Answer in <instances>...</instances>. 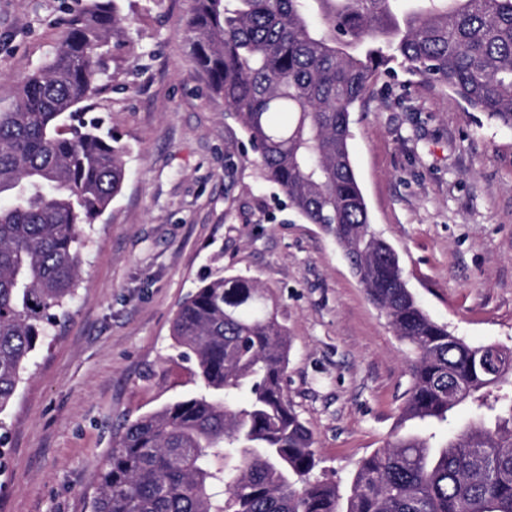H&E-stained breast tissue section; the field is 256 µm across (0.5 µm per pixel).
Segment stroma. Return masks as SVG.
<instances>
[{
  "label": "stroma",
  "mask_w": 512,
  "mask_h": 512,
  "mask_svg": "<svg viewBox=\"0 0 512 512\" xmlns=\"http://www.w3.org/2000/svg\"><path fill=\"white\" fill-rule=\"evenodd\" d=\"M92 117L125 155L92 224L67 315L7 412L0 512H89L93 478L138 415L194 391L171 347L180 302L217 272L269 288L288 327V397L321 480L347 491L410 385L408 351L341 249L261 180L240 126L187 57L190 0H116ZM66 0H0V104L52 55ZM353 169L377 234L436 322L512 350V130L406 69L351 116Z\"/></svg>",
  "instance_id": "1"
}]
</instances>
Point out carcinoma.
I'll list each match as a JSON object with an SVG mask.
<instances>
[{
    "label": "carcinoma",
    "instance_id": "1",
    "mask_svg": "<svg viewBox=\"0 0 512 512\" xmlns=\"http://www.w3.org/2000/svg\"><path fill=\"white\" fill-rule=\"evenodd\" d=\"M53 55L0 108V458L3 418L66 314L121 192L123 148L86 118L115 0H73ZM190 62L246 133L259 178L342 249L411 351L396 431L346 500L311 479L313 433L288 399L291 341L255 279L216 275L183 301L174 347L198 387L128 422L95 475L90 512H512V351L485 366L428 317L376 235L351 161V113L399 63L512 130V0H192ZM468 404L452 435L433 428Z\"/></svg>",
    "mask_w": 512,
    "mask_h": 512
}]
</instances>
